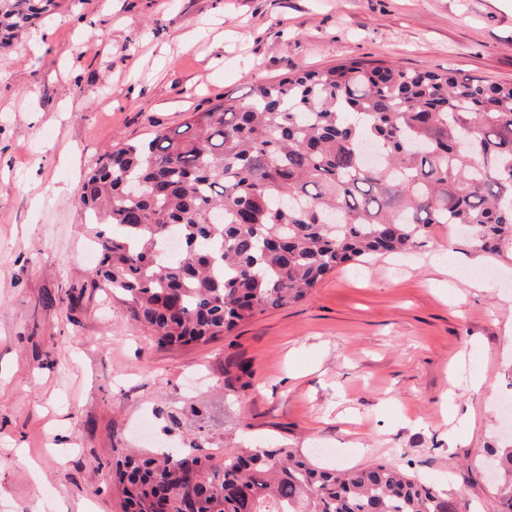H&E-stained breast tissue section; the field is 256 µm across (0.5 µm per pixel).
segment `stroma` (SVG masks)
Segmentation results:
<instances>
[{"label": "stroma", "instance_id": "1", "mask_svg": "<svg viewBox=\"0 0 512 512\" xmlns=\"http://www.w3.org/2000/svg\"><path fill=\"white\" fill-rule=\"evenodd\" d=\"M346 58L512 82V0H67L0 53V512H119L114 449L174 451L201 426L238 451L332 448L329 468L387 460L498 512L512 256L439 224L419 252L338 269L188 347L158 345L90 286L75 193L104 150L287 65ZM69 287L72 306L56 304ZM230 354L256 372L233 395ZM193 397L202 417L164 433L158 411Z\"/></svg>", "mask_w": 512, "mask_h": 512}]
</instances>
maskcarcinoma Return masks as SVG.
Wrapping results in <instances>:
<instances>
[{"mask_svg":"<svg viewBox=\"0 0 512 512\" xmlns=\"http://www.w3.org/2000/svg\"><path fill=\"white\" fill-rule=\"evenodd\" d=\"M63 0H0V50ZM101 259L91 287L128 306L160 344H206L296 305L336 268L410 254L457 224L492 255L512 250V83L448 69L345 60L291 68L225 96L177 129L112 146L80 189ZM176 236L181 247L166 250ZM253 371L224 362V390ZM199 406L163 415L178 432ZM113 449L121 512H463L388 461L336 470L294 448L224 455ZM499 512H512V448H497Z\"/></svg>","mask_w":512,"mask_h":512,"instance_id":"carcinoma-1","label":"carcinoma"}]
</instances>
